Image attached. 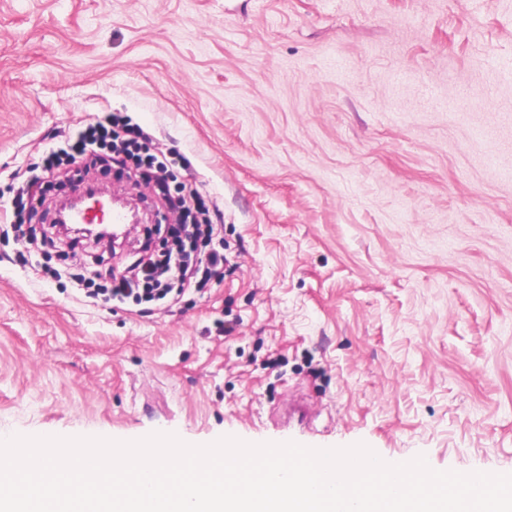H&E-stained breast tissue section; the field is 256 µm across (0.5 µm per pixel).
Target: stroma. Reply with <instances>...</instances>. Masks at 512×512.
<instances>
[{"label": "stroma", "instance_id": "1", "mask_svg": "<svg viewBox=\"0 0 512 512\" xmlns=\"http://www.w3.org/2000/svg\"><path fill=\"white\" fill-rule=\"evenodd\" d=\"M510 67L512 0H0V199L118 113L224 227L113 307L0 222V435L278 443L301 398L299 444L512 474Z\"/></svg>", "mask_w": 512, "mask_h": 512}]
</instances>
